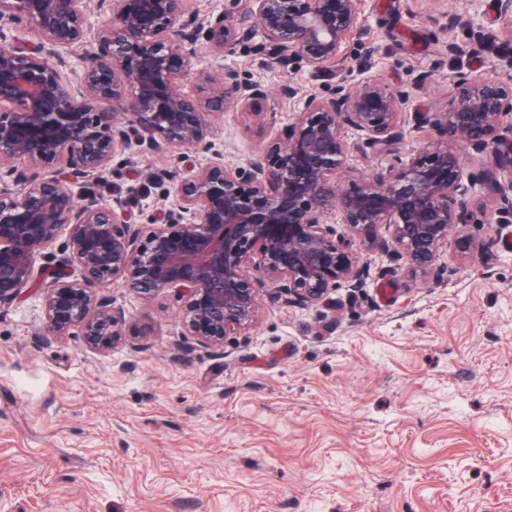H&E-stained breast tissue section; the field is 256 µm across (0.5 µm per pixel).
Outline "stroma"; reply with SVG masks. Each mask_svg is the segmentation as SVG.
Instances as JSON below:
<instances>
[{
    "label": "stroma",
    "mask_w": 512,
    "mask_h": 512,
    "mask_svg": "<svg viewBox=\"0 0 512 512\" xmlns=\"http://www.w3.org/2000/svg\"><path fill=\"white\" fill-rule=\"evenodd\" d=\"M361 40L338 63L355 82L370 56L392 84L425 78L409 106L443 112L457 65L446 54L453 12L501 30L471 68L512 80L511 22L491 0H359ZM200 67L299 97L327 81L283 71L269 56L223 58L208 43ZM296 103L270 98L262 133L228 112L213 132L225 163L244 166L291 122ZM183 151L136 157L93 186L133 213L173 203L146 174ZM205 162L202 153L188 155ZM503 203L475 196L432 273L366 255L362 287L330 305L272 303L260 294L251 327L205 348L182 324V303L144 300L106 284L127 337L105 352L76 337L44 342L42 297L0 309V512H512V223ZM475 252L460 261L456 242Z\"/></svg>",
    "instance_id": "1"
}]
</instances>
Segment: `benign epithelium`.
I'll return each mask as SVG.
<instances>
[{"mask_svg": "<svg viewBox=\"0 0 512 512\" xmlns=\"http://www.w3.org/2000/svg\"><path fill=\"white\" fill-rule=\"evenodd\" d=\"M231 2L236 9L202 20L187 0H98L109 22L90 40L87 0H0V308L38 284L44 335L103 351L126 324L98 294L103 284L146 301L173 292L184 300L186 330L221 346L252 324L266 284L288 305L323 304L338 284L358 288L367 278L361 250L388 256L390 273L426 274L474 191L512 202V82L462 70L447 111L415 113L433 136L399 168L343 185L352 153L399 152L422 87L372 77L308 95L255 161L224 163L212 152L215 122L238 112L262 133L269 91L198 68L200 41L224 56L255 42L283 68L329 76L342 45L363 34L358 0ZM20 25L39 41L16 35ZM452 26L467 32L448 40V57L461 62L498 39L465 10ZM77 48L75 83L68 71ZM189 78L192 94L181 90ZM460 145L482 166H466ZM173 149L212 160L147 174L168 185L169 209L140 220L118 193L73 191L134 153ZM62 237L58 259L49 249Z\"/></svg>", "mask_w": 512, "mask_h": 512, "instance_id": "7a95c632", "label": "benign epithelium"}]
</instances>
